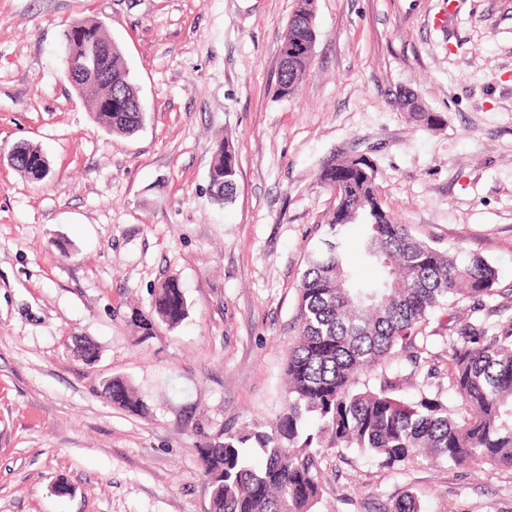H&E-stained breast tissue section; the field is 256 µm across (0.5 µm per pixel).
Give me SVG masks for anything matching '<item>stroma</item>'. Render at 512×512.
Segmentation results:
<instances>
[{
    "label": "stroma",
    "instance_id": "obj_1",
    "mask_svg": "<svg viewBox=\"0 0 512 512\" xmlns=\"http://www.w3.org/2000/svg\"><path fill=\"white\" fill-rule=\"evenodd\" d=\"M295 0H0V512H208L199 446L274 422L308 254L335 205L323 163L356 151L418 239L484 257L496 294L438 313L428 348L447 386L448 329L512 321V0H317L313 60L278 98ZM121 46L145 122L96 123L64 74L73 22ZM412 93L441 117L398 105ZM237 164L215 203L220 140ZM41 147L49 175L7 162ZM189 316L134 330L163 280ZM94 346L89 361L78 341ZM121 377L147 405H112ZM319 512H512V467L381 468L324 451ZM235 151L231 143L221 141L216 149V156L210 168V191L212 197L221 203L232 200L236 186Z\"/></svg>",
    "mask_w": 512,
    "mask_h": 512
}]
</instances>
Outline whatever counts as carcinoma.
<instances>
[{
    "label": "carcinoma",
    "instance_id": "1",
    "mask_svg": "<svg viewBox=\"0 0 512 512\" xmlns=\"http://www.w3.org/2000/svg\"><path fill=\"white\" fill-rule=\"evenodd\" d=\"M317 0H296L289 22L302 40L315 43ZM72 61L91 59L96 76L74 85L95 120L107 131L131 136L143 124L138 90L121 47L98 21H77L63 34ZM313 51L292 55L281 46L276 94L290 97L312 60ZM402 105L416 120L432 126L439 115L415 100ZM10 166L35 180L41 148L13 147ZM349 167L352 182L335 196L322 245L311 255L299 288L298 333L290 344L285 370V406L273 423L224 430L199 446L209 480L208 512H317L321 502L320 459L324 449L356 448L399 469L420 461L459 466L512 467V322L475 319L450 347L448 392L419 386L414 400L393 394L386 370L404 361L428 363L429 317L464 300L494 296L496 272L479 255L464 261L451 252L413 238L383 205L372 163L361 167L347 158L322 165L320 185L334 190L331 170ZM235 151L222 141L210 168V191L221 203L233 198ZM365 218L367 261L380 270L371 287L349 269L345 227L352 213ZM179 280L171 277L152 293L148 314L132 323L144 335L151 321L170 327L188 316ZM381 371L379 385L354 378ZM112 404L130 413L146 408L135 389L112 379Z\"/></svg>",
    "mask_w": 512,
    "mask_h": 512
}]
</instances>
